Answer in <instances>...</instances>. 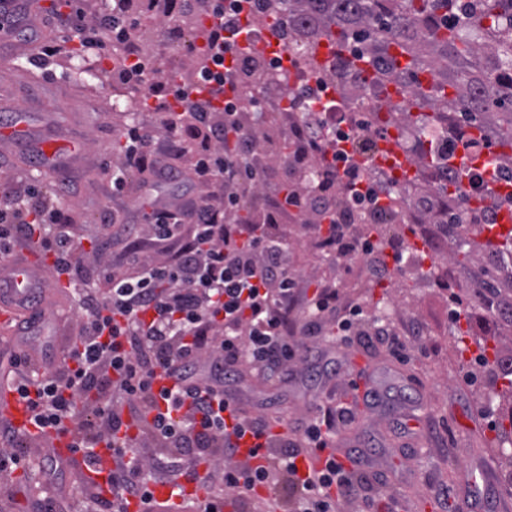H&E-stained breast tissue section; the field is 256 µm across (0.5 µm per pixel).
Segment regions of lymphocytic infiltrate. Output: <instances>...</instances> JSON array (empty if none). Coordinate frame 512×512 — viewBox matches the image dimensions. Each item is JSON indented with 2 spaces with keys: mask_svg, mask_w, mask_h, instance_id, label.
Segmentation results:
<instances>
[{
  "mask_svg": "<svg viewBox=\"0 0 512 512\" xmlns=\"http://www.w3.org/2000/svg\"><path fill=\"white\" fill-rule=\"evenodd\" d=\"M172 6L173 0H106L101 12L80 9L60 19L85 52L102 58L119 51L122 62L110 77L155 101L150 123L123 133L113 196L124 195L129 169L145 183L185 184L190 191L145 224L103 207L101 231L84 242L63 205L40 201L34 186L0 183V263L10 262L15 249L39 245L51 259V279L66 281L81 310L67 354L41 376L28 378L27 354L12 358L13 389L30 417L22 429L0 425V475L27 466L30 442L63 434L87 469L96 467L102 446L115 460L111 496L85 486L84 512H126L133 501L140 512H157L158 485L181 496L182 512H252L262 493L281 484L291 512H340L361 490L330 451L348 410L320 409L293 441L247 412L224 382L244 363L285 377L306 362L328 327L344 342L357 333L359 305L320 282L306 292L292 269L286 226L294 217L313 219L327 259L343 267L363 263L374 282L385 283L403 256L341 222L334 197L316 201L297 192L305 167L295 168L292 180H271L268 152L253 149L250 132L266 115L255 111L252 90L274 86L282 66L276 51L268 67H258L239 41L252 35L251 18L262 13L263 0H182L177 13ZM146 15L169 19L172 41L204 17H219L183 85L161 76L145 48L139 24ZM332 146L323 165L344 170L352 206L382 203L374 183L353 167L351 133L336 131ZM116 234L128 242L131 274L116 272L109 259ZM160 246L164 259H150ZM160 373L174 384L154 389ZM247 436L254 443L245 450L240 441ZM143 440L155 454L141 455ZM317 453L321 465L301 471L299 460ZM191 484L203 488V497H184Z\"/></svg>",
  "mask_w": 512,
  "mask_h": 512,
  "instance_id": "f902f5d3",
  "label": "lymphocytic infiltrate"
}]
</instances>
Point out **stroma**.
I'll use <instances>...</instances> for the list:
<instances>
[{"instance_id":"1","label":"stroma","mask_w":512,"mask_h":512,"mask_svg":"<svg viewBox=\"0 0 512 512\" xmlns=\"http://www.w3.org/2000/svg\"><path fill=\"white\" fill-rule=\"evenodd\" d=\"M142 28L150 34L148 48L165 64L191 68L194 52L170 45L166 20L147 17ZM43 31L40 25L29 27L0 47V119L10 120L20 111L33 129L29 138L0 139V181L33 184L47 196L63 194L76 234L84 238L98 228L99 212L109 201L124 128L148 114L107 77L111 60L95 63L75 55L79 42L67 29L52 33L65 42L66 51L35 66ZM53 141L79 146L60 159L73 172L65 185L39 166L41 148ZM126 180L125 202L135 208L137 219L179 200L177 188L141 187L136 172H127ZM379 230L417 267L426 270L436 263L450 283L463 280L460 268L439 262L448 245L439 225L383 224ZM288 234L297 274L334 282L342 298L362 305L361 330L408 325L417 327L419 336L409 341L401 359L381 347L341 346L325 336L317 343V357L295 379L269 380L247 368L231 390L249 412L280 417L292 429L329 399L350 410L351 421L338 431L336 455L365 479L366 493L342 512H460L473 489L480 494L479 512H512V434L494 428L501 410L512 405L504 396L511 385L486 370L478 371L475 383L462 378L481 347L512 351V324L479 312L451 324L447 286L424 278L416 287L388 291L371 282L359 265L331 264L302 225H289ZM377 392L391 394L393 404L374 400ZM44 485L40 473L16 470L8 496H0V512H34L37 490Z\"/></svg>"}]
</instances>
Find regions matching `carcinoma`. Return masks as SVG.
Returning <instances> with one entry per match:
<instances>
[{"instance_id":"1","label":"carcinoma","mask_w":512,"mask_h":512,"mask_svg":"<svg viewBox=\"0 0 512 512\" xmlns=\"http://www.w3.org/2000/svg\"><path fill=\"white\" fill-rule=\"evenodd\" d=\"M288 4V33L293 45L310 46L329 38L349 57H339L327 72L342 76L362 64L371 70L363 87L391 103L393 96L408 104L400 119L381 121L398 139L405 124L416 125L411 163L418 185L424 173L434 180L437 201L421 210L424 224H455L459 228L448 262L467 277L473 307L486 317L512 322V304L502 302V288L512 287V237L481 246L468 237L461 217L452 209L466 172L456 170L443 179L453 156L439 143L467 137L474 125L485 138L495 137L505 149L498 163L512 165V0H284ZM417 111L411 117V110ZM498 378L512 385V356L494 351L489 359Z\"/></svg>"}]
</instances>
